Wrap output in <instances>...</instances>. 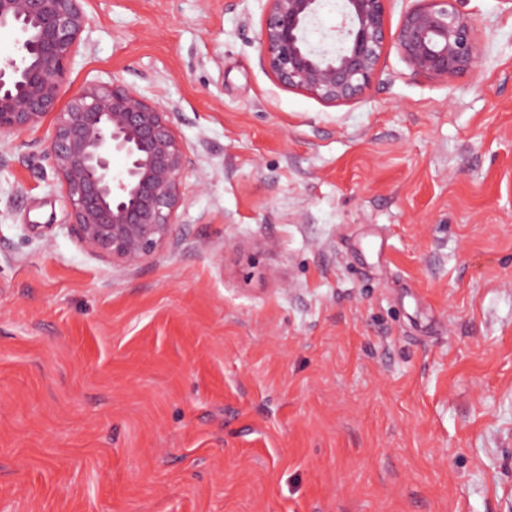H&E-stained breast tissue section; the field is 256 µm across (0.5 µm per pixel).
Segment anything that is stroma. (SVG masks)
Masks as SVG:
<instances>
[{
  "label": "stroma",
  "instance_id": "stroma-1",
  "mask_svg": "<svg viewBox=\"0 0 512 512\" xmlns=\"http://www.w3.org/2000/svg\"><path fill=\"white\" fill-rule=\"evenodd\" d=\"M265 6L83 4L61 101L126 85L192 158L138 268L72 237L52 119L0 136V512H512V0H462L475 71L391 41L336 105Z\"/></svg>",
  "mask_w": 512,
  "mask_h": 512
}]
</instances>
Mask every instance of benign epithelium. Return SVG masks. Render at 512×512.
<instances>
[{
  "instance_id": "obj_1",
  "label": "benign epithelium",
  "mask_w": 512,
  "mask_h": 512,
  "mask_svg": "<svg viewBox=\"0 0 512 512\" xmlns=\"http://www.w3.org/2000/svg\"><path fill=\"white\" fill-rule=\"evenodd\" d=\"M82 2L0 0V28L13 31L17 47L0 61V132L23 133L53 117L45 154L71 209V234L89 253L131 269L171 244L192 160L171 113L119 83L87 84L59 107L68 65L89 28ZM319 2L266 0L259 60L285 88L326 103L353 102L376 77L390 40L419 74L448 79L477 66L481 29L462 0H411L394 32L389 0H343L333 50L307 38Z\"/></svg>"
}]
</instances>
